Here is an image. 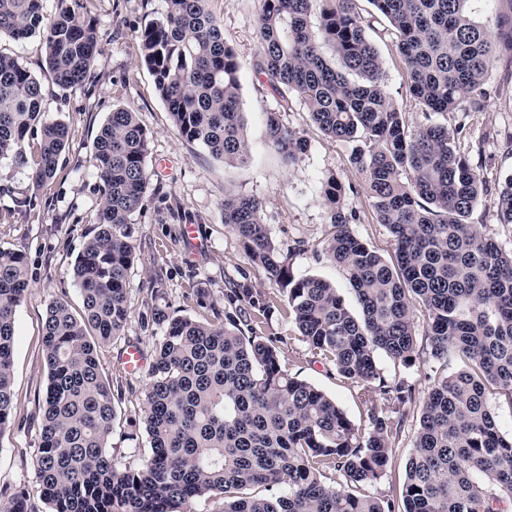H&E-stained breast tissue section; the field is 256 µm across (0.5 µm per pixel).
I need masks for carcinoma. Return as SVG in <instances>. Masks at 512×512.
Here are the masks:
<instances>
[{
	"instance_id": "carcinoma-1",
	"label": "carcinoma",
	"mask_w": 512,
	"mask_h": 512,
	"mask_svg": "<svg viewBox=\"0 0 512 512\" xmlns=\"http://www.w3.org/2000/svg\"><path fill=\"white\" fill-rule=\"evenodd\" d=\"M480 1L483 12L474 8ZM355 2L262 0L254 68L282 108L300 102L325 135L351 144L349 161L365 174V193L394 240L390 261L370 248L339 205L343 187L326 180L322 251L345 271L359 312L330 281L291 274L260 200L229 189L222 207L247 260L282 290L301 340L356 384L365 424L288 373L277 338L245 334L274 306L235 282L224 289L222 323L152 310L163 335L143 410L149 452L117 467L109 452L115 397L99 348L130 317L132 217L150 181L148 133L136 113L117 107L95 141L104 193L74 266L83 314L54 301L43 329L48 386L32 466L50 512H187L184 505L202 497L221 501L218 512H512V435L501 432L488 399L493 391L512 407V250L469 222L488 187L482 153L457 150L466 123L410 128L385 91L371 22ZM368 2L393 28L410 95L425 115L484 110L489 67L500 48L512 51V0ZM165 4L138 36L140 61L181 138L226 164L240 162L248 142L239 63L223 25L209 0ZM2 34L39 38L46 71L62 89L82 86L100 63V36L83 0H55L50 13L44 0H0ZM266 126L285 163L307 151L277 112H266ZM35 127L41 142L30 158L25 140ZM68 141L66 124L45 118L41 81L0 53V159L26 169L37 191L55 176ZM495 204L500 223L512 225V176ZM28 286L26 256L0 248V430L14 414L15 309ZM419 313L428 326L423 348ZM450 350L462 368L435 378L423 399L401 504L372 495L415 401L407 380L383 375L378 355L409 368L421 352L441 360ZM331 472L342 482H326ZM256 487L271 494L251 493ZM0 512H32L29 498L1 497Z\"/></svg>"
}]
</instances>
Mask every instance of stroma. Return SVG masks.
Returning a JSON list of instances; mask_svg holds the SVG:
<instances>
[{"instance_id":"1","label":"stroma","mask_w":512,"mask_h":512,"mask_svg":"<svg viewBox=\"0 0 512 512\" xmlns=\"http://www.w3.org/2000/svg\"><path fill=\"white\" fill-rule=\"evenodd\" d=\"M100 35L101 63L83 87L64 90L45 74L39 38L17 42L0 38V51L17 57L43 85L47 118L69 128V143L61 153L55 177L33 191L24 169L0 161V248L27 257L29 288L16 309L13 355L14 418L0 431V494L26 493L33 512H50L35 483L30 450L40 444L42 402L48 369L42 350L43 326L51 302L65 301L73 313L82 310V297L74 280L77 255L97 222L102 183L93 165L94 144L113 108L136 112L150 143L147 167L151 180L135 225L136 259L128 273L131 315L121 336L101 350L104 378L115 395L116 421L111 438L117 464L137 463L148 452L142 421L147 372H127L120 363L131 344L151 351L162 331L152 323L154 306L174 316L217 321L224 312V290L229 281H245L264 293L275 312L262 332L280 339L283 367L336 400L353 422H362L366 408L350 381L337 376L328 364L316 362L299 340L286 317L283 295L262 270L249 264L236 237L224 226L221 203L233 189L260 199L264 218L274 237L294 250L290 269L294 277H320L333 282L346 300L354 294L343 271L322 252L328 234L327 207L322 184L336 176L343 185L341 204L356 215L352 231L384 257H393L395 245L379 224L364 191L363 173L349 161L348 143L326 136L298 102L281 115L282 122L303 136L308 151L294 165H286L267 142L266 114L278 109L279 100L254 72L259 41L256 18L261 0H210L209 8L224 27V39L239 62L241 108L246 120L248 154L227 165L212 158L200 145L181 138L158 96L154 80L141 64L138 34L165 8L164 0H84ZM373 28L369 35L380 54L384 88L392 100L406 106L412 128L425 120L455 125L457 114L425 117L412 102L407 74L397 39L389 22L374 12L368 0H356ZM490 96L484 111L469 113L470 137L462 152L482 153L480 171L489 193L475 208L472 223L503 248L512 250V226L500 223L495 193L512 173V145L504 138L512 132V52L502 51L490 67ZM197 226L200 244L189 248L185 226ZM207 293L205 305L196 302L197 289ZM386 378L406 379L423 400L430 381L438 374L458 370L456 356L434 360L421 354L406 368L380 357ZM419 410L411 408L393 451L385 477L374 487L377 495L399 498L405 470L413 451Z\"/></svg>"}]
</instances>
